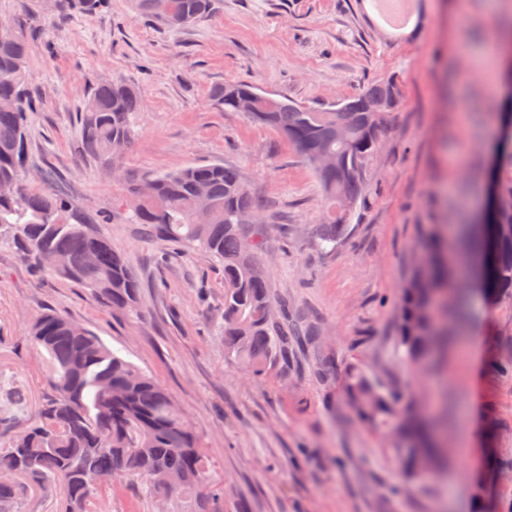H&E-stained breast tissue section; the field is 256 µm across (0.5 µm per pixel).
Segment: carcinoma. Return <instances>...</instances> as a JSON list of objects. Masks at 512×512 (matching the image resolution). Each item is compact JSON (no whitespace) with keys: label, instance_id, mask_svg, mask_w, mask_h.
I'll return each mask as SVG.
<instances>
[{"label":"carcinoma","instance_id":"1","mask_svg":"<svg viewBox=\"0 0 512 512\" xmlns=\"http://www.w3.org/2000/svg\"><path fill=\"white\" fill-rule=\"evenodd\" d=\"M138 15L168 28L197 23L214 13L216 0H132ZM29 45L24 26L0 33V180L16 186L0 197V243L40 272L79 284L108 308L132 311L141 283L109 238L88 224L82 210L49 190L25 184L20 172L27 148L28 114L34 111L28 87ZM256 88L226 82L213 98L227 111ZM401 90L392 79L368 84L338 104L311 107L286 97L261 95L247 118L291 142L313 168L325 198L316 236L334 250L349 232L353 215L367 195L366 175L387 114L395 111ZM141 98L131 84L114 80L92 89L82 110L81 146L106 172L117 176L121 160L136 139ZM494 182L496 209L486 223L489 235L463 229V257L487 258L481 294L492 304L512 305V141L495 145V162L483 171ZM149 189L127 216L150 234L200 249L224 266L222 335L224 357L263 377L290 365L299 346L320 348L317 327L296 313L288 298H274L261 264L263 238L239 218L257 205L239 172L210 163L144 178ZM252 239V245L244 243ZM399 301L397 346L401 357L419 366L472 318L471 282L450 280L448 254L439 229L430 232ZM32 344L49 357L50 397L32 417L20 420L19 391L6 395L0 410V435H9L0 452V512H17L28 491L58 500V512H98L112 485L99 475L136 478L157 499L165 486L186 512H215L224 490L212 478L213 464L180 405L145 371L109 348L70 318L48 310L32 323ZM347 404L356 416L388 439L389 452L408 481L422 478L427 461L441 470L448 449L440 421L421 411L416 398L393 391L373 372L350 362L344 369Z\"/></svg>","mask_w":512,"mask_h":512}]
</instances>
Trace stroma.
Listing matches in <instances>:
<instances>
[{
	"instance_id": "stroma-1",
	"label": "stroma",
	"mask_w": 512,
	"mask_h": 512,
	"mask_svg": "<svg viewBox=\"0 0 512 512\" xmlns=\"http://www.w3.org/2000/svg\"><path fill=\"white\" fill-rule=\"evenodd\" d=\"M28 23L36 109L29 115L27 179L74 201L125 259L142 288L138 309L105 307L89 290L38 272L0 246V397L27 396L32 416L48 390L29 340L43 310L83 324L176 398L224 486L222 512H512V481L490 474L493 448H512V377L488 365L512 335V305L474 301L466 331L482 349L448 348L421 368L396 348L398 304L410 262L432 226L454 241L479 212L491 119L503 102L469 59L512 34V0H417L411 25L392 29L367 0H217L212 17L181 29L141 18L131 0L94 14L52 0H0V17ZM393 78L399 107L379 133L369 194L336 250L315 242L323 196L293 145L212 93L227 81L320 106ZM140 91L134 178L193 164L234 167L260 204L257 229L275 294L318 316L334 363L299 356L256 379L229 364L219 330L224 268L204 253L127 223L126 194L80 145V111L99 83ZM356 361L436 409L478 412L450 425L459 448L445 473L407 482L371 430L345 405L341 376ZM100 512H155L124 480Z\"/></svg>"
}]
</instances>
